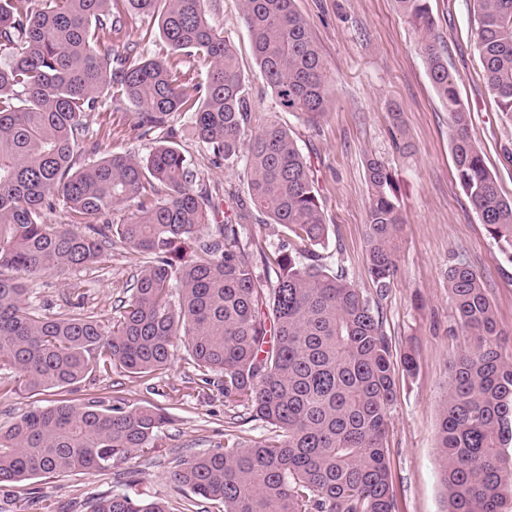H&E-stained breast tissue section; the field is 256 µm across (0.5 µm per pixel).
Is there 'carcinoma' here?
Masks as SVG:
<instances>
[{
    "mask_svg": "<svg viewBox=\"0 0 512 512\" xmlns=\"http://www.w3.org/2000/svg\"><path fill=\"white\" fill-rule=\"evenodd\" d=\"M475 48L499 111L512 118V0H472ZM252 53L278 107L326 112L329 77L295 0H238ZM412 25L431 84L448 109L459 185L512 262V200L469 134L470 112L434 35L428 0H395ZM137 19L124 52L104 47ZM137 108L146 156L112 154L74 167L90 113ZM190 115L211 161L240 162L249 209L282 227L286 250L265 251L238 211L208 223L209 189L176 141ZM252 106L234 45L206 0H0V372L32 397L79 383L91 365L162 373L184 338L224 402L275 435L197 453L171 482L217 512H395L386 434L396 397L392 343L378 303L331 270L320 192L288 129L248 133ZM367 258L378 298L397 271L405 218L387 163L366 160ZM62 201L70 224L46 214ZM112 214L113 223L92 220ZM122 246L144 258L110 324L70 304L48 314L20 275L59 274ZM258 253L260 263L251 259ZM275 272V281L263 276ZM448 294L467 348L450 368L438 448L446 512H502L512 497V351L504 349L479 273L448 259ZM167 415L94 398L37 402L0 428V487L42 474L107 471L161 446ZM90 512H170L114 492Z\"/></svg>",
    "mask_w": 512,
    "mask_h": 512,
    "instance_id": "1",
    "label": "carcinoma"
}]
</instances>
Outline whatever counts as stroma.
<instances>
[{
  "mask_svg": "<svg viewBox=\"0 0 512 512\" xmlns=\"http://www.w3.org/2000/svg\"><path fill=\"white\" fill-rule=\"evenodd\" d=\"M429 5L448 70L470 107L471 135L503 195L512 199V119L499 112L487 92L470 0H429ZM295 6L309 22L331 77L329 110L313 122L277 107L255 64L237 0H209L208 11L238 50L255 118H273L288 128L314 172L326 219L336 229L330 247L337 255L328 258V265H342L370 298L375 288L366 256L370 186L365 159L380 157L392 171L405 225L398 272L380 306L394 355L411 353L416 363L413 375L397 376L387 435L392 489L397 512H445L436 435L449 365L465 345L448 295V257L461 255L483 277L510 345L512 263L456 180L448 110L430 84L416 35L394 0H295ZM135 122L136 109L129 104L116 111L105 107L90 117L93 138L105 154L148 152ZM173 122L187 158L213 195L217 210L209 221L223 223L225 210L245 196L243 168L231 161L212 163L189 119L178 114ZM138 262L127 249L115 247L100 264L33 277L29 296L57 314L67 311L70 291L78 288L85 310L107 319L133 284ZM90 397L126 409L144 403L163 408L168 421L160 448L103 472L16 483L13 491L0 490V512H44V493L55 512H88L90 500L124 481L133 482L144 499L166 502L171 512H203L199 498L171 482L172 467L230 439L248 444L272 434L266 423L243 420V408L228 406L218 387L203 384L180 342L160 377L133 378L117 366L105 374L95 369L68 390L43 395L47 402L64 398L75 404Z\"/></svg>",
  "mask_w": 512,
  "mask_h": 512,
  "instance_id": "obj_1",
  "label": "stroma"
}]
</instances>
